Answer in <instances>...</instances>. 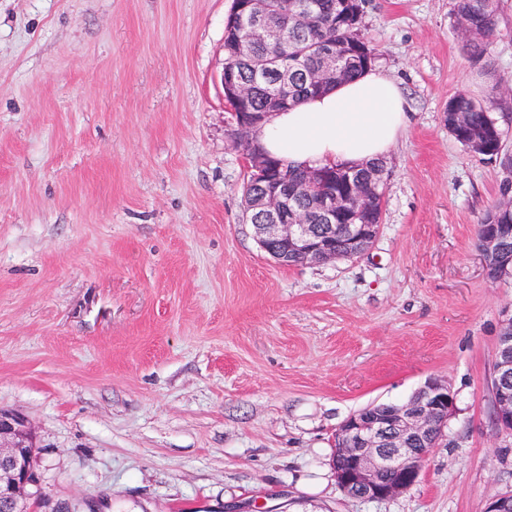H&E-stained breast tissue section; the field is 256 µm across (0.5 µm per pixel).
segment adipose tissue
<instances>
[{
    "instance_id": "ef3b65f1",
    "label": "adipose tissue",
    "mask_w": 512,
    "mask_h": 512,
    "mask_svg": "<svg viewBox=\"0 0 512 512\" xmlns=\"http://www.w3.org/2000/svg\"><path fill=\"white\" fill-rule=\"evenodd\" d=\"M411 108L379 67L288 109L270 113L257 131L262 148L304 168L364 166L384 158L407 130Z\"/></svg>"
}]
</instances>
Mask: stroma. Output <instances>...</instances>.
Listing matches in <instances>:
<instances>
[{"label":"stroma","instance_id":"35a3bbf8","mask_svg":"<svg viewBox=\"0 0 512 512\" xmlns=\"http://www.w3.org/2000/svg\"><path fill=\"white\" fill-rule=\"evenodd\" d=\"M232 0H0V409L36 437L31 512H487L512 490L490 371L512 278L477 226L498 165L448 131L459 93L512 150V0L485 62L453 0H366L406 95L369 254L284 267L243 218L247 164L219 74ZM447 381L419 481L338 486L335 435Z\"/></svg>","mask_w":512,"mask_h":512}]
</instances>
